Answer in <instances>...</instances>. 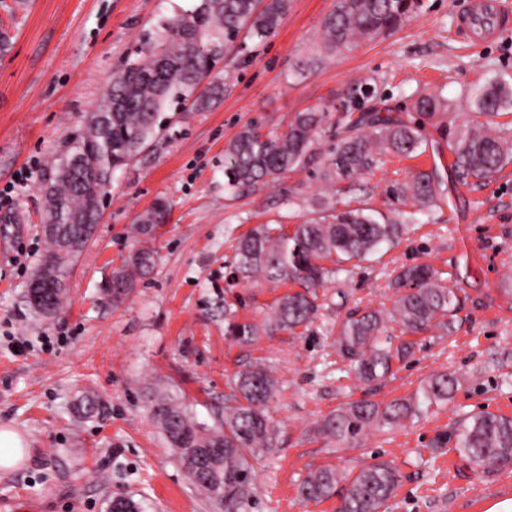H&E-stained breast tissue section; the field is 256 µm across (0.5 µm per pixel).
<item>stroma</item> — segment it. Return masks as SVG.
I'll return each instance as SVG.
<instances>
[{
  "label": "stroma",
  "instance_id": "stroma-1",
  "mask_svg": "<svg viewBox=\"0 0 512 512\" xmlns=\"http://www.w3.org/2000/svg\"><path fill=\"white\" fill-rule=\"evenodd\" d=\"M465 2L419 0L394 30L308 68L336 0H291L274 34L246 39L225 57L220 101L163 113L158 138L115 172L67 298L43 319L24 295L49 247L51 167L108 95L113 71L160 18L195 0H0V427L25 448L14 469L0 472V512H108L115 497L133 498L142 512H215L182 472L149 397L167 391L198 422L215 425L233 375L254 359L279 381L268 407L277 443L254 464L245 512H336L339 497L299 495L307 473H354L379 458L402 476L387 512H486L512 498V467L487 477L464 467L452 446L435 445L467 415L512 417V164L464 187L447 147L474 117L468 85L492 75L512 82V34L478 45L459 39ZM361 85L371 90L362 109L402 118L422 94H442L450 109L428 127L429 149L415 159L382 157L335 185L320 175L341 133L331 120L305 167L247 194L225 190L224 147L241 128L284 132L297 113L335 110ZM433 171L445 181V200L416 212L397 248L331 278L308 329L251 344L225 334L224 274L236 237L258 224L289 230L316 218L319 195L392 215L404 208L397 186ZM159 198L170 212L155 234V268L113 305L102 289L135 246L137 216ZM422 262L462 303L454 331L416 334L413 355L393 376L358 382L335 353L337 320L361 308L391 313L396 274ZM10 334L23 350L8 344ZM446 371L456 373L459 390L404 426L369 432L355 448L317 433L319 420L346 402L406 398ZM88 392L99 400L90 417L77 411Z\"/></svg>",
  "mask_w": 512,
  "mask_h": 512
}]
</instances>
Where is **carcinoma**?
Wrapping results in <instances>:
<instances>
[{
    "instance_id": "1",
    "label": "carcinoma",
    "mask_w": 512,
    "mask_h": 512,
    "mask_svg": "<svg viewBox=\"0 0 512 512\" xmlns=\"http://www.w3.org/2000/svg\"><path fill=\"white\" fill-rule=\"evenodd\" d=\"M289 0H197L189 11L162 18L153 39L144 42L142 58L130 60L112 75L106 100L95 109L82 131L71 141L68 154L54 167L47 191L45 223L49 249L39 267L57 273V291L40 315L53 314L67 294L66 277L82 250L74 242L97 222L103 197L112 176L143 152L157 135L159 114L173 102L205 108L224 96V79L215 72L223 47L243 32L266 38L278 28L288 12ZM417 5V0H336V8L323 20L321 51L309 58L317 66L336 49L349 50L357 41L372 39L397 25ZM359 87L339 104L337 123L354 131L336 143L324 158L323 172L333 182L347 180L372 168L379 156L390 153L411 157L426 151L428 139L420 121H405L380 112L353 117L360 98L369 94ZM477 118L459 128L449 143L451 167L461 185H478L512 163V136L479 121L512 108V85L500 76L486 77L468 92ZM445 109L438 94H425L415 103L417 114L433 119ZM330 112L298 113L286 132L262 134L245 127L224 149L225 187L236 192L277 183L285 174L303 167L313 156L318 132ZM83 164H71L74 155ZM443 181L435 173L422 175L400 188L413 205L430 209L444 194ZM323 216L294 225L286 232L281 224H260L237 238L227 288L254 286L263 279L291 290L276 299L261 322H240L229 304H224L225 334L250 344L263 334L290 333L314 323L321 304L318 289L327 278L344 270V264L359 262L398 246L408 225L389 218L378 219L364 207L322 208ZM165 200L158 199L141 214L133 232L139 247L122 267L112 273L104 292L120 304L135 291L137 282L155 266L150 246L154 232L167 220ZM329 260L336 268L322 262ZM395 287L402 290L394 313H352L341 322L336 353L347 361L357 379L370 384L391 374L395 363L404 361L414 342L392 335L389 324L400 325L401 334L438 328L451 333L459 300L427 263L401 269ZM458 378L448 372L431 377L415 395L388 403L348 402L320 419L318 433L336 445L352 448L368 431L392 428L421 414L422 406L450 399ZM278 381L262 362L244 366L230 383L224 403V419L214 426L193 420L187 406L165 391L153 396L157 424L174 451L188 481L213 501L215 490L224 491V512H241L252 497L253 462L274 447L275 427L267 415ZM441 446L451 444L461 461L483 475L498 472L512 461V417L479 412L461 419L439 437ZM346 492L338 512H385L394 497L400 476L391 461L379 460L355 475L335 467L309 472L300 493L309 501H321L336 493L341 482Z\"/></svg>"
}]
</instances>
